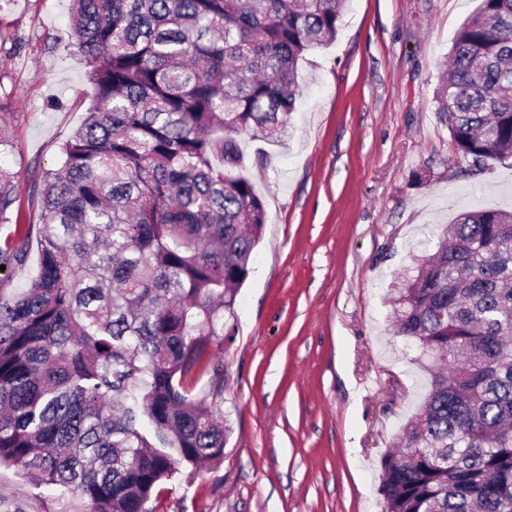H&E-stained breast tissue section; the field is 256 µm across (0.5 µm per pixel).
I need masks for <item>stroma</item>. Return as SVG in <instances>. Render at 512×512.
Instances as JSON below:
<instances>
[{
	"mask_svg": "<svg viewBox=\"0 0 512 512\" xmlns=\"http://www.w3.org/2000/svg\"><path fill=\"white\" fill-rule=\"evenodd\" d=\"M479 4L346 0L335 41L300 65L280 144L245 141L267 224L224 343V462L155 512H381L382 460L427 385L393 290L459 212L512 208V160L458 157L434 99ZM70 42V0H0V168L20 175L23 224L93 94ZM0 487V512L66 507L12 468Z\"/></svg>",
	"mask_w": 512,
	"mask_h": 512,
	"instance_id": "stroma-1",
	"label": "stroma"
}]
</instances>
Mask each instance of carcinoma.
<instances>
[{"instance_id":"carcinoma-1","label":"carcinoma","mask_w":512,"mask_h":512,"mask_svg":"<svg viewBox=\"0 0 512 512\" xmlns=\"http://www.w3.org/2000/svg\"><path fill=\"white\" fill-rule=\"evenodd\" d=\"M342 0H73L95 98L42 172L39 223L0 266V467L67 512H153L224 460V337L267 223L241 139L279 142L298 65ZM456 154L512 159V0H480L436 92ZM19 173L0 169V224ZM396 289V333L431 358L382 512H512V212L472 210ZM207 379L206 389L196 386ZM37 270V244L33 240L30 247V256L27 264L17 268L10 275V282L5 288H25L29 279L35 275Z\"/></svg>"}]
</instances>
